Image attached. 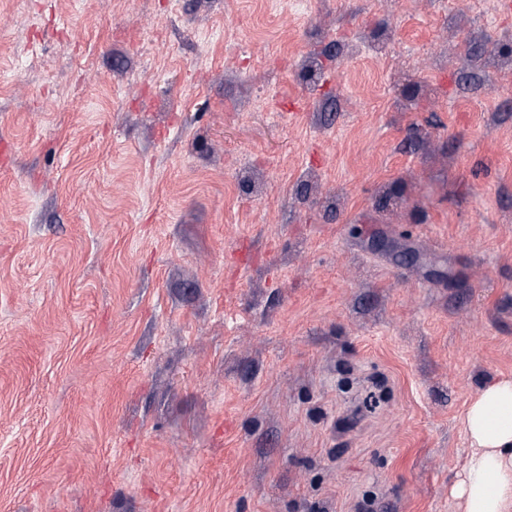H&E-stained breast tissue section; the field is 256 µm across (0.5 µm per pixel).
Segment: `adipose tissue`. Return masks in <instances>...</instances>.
I'll return each mask as SVG.
<instances>
[{"mask_svg": "<svg viewBox=\"0 0 512 512\" xmlns=\"http://www.w3.org/2000/svg\"><path fill=\"white\" fill-rule=\"evenodd\" d=\"M462 425L472 451L454 499L463 512H512V378L484 385Z\"/></svg>", "mask_w": 512, "mask_h": 512, "instance_id": "1", "label": "adipose tissue"}]
</instances>
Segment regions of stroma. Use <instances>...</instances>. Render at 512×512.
<instances>
[{
  "mask_svg": "<svg viewBox=\"0 0 512 512\" xmlns=\"http://www.w3.org/2000/svg\"><path fill=\"white\" fill-rule=\"evenodd\" d=\"M1 140L0 512H454L504 0H0Z\"/></svg>",
  "mask_w": 512,
  "mask_h": 512,
  "instance_id": "1",
  "label": "stroma"
}]
</instances>
